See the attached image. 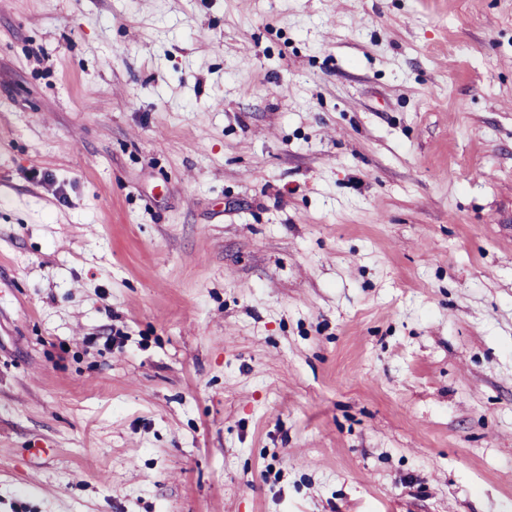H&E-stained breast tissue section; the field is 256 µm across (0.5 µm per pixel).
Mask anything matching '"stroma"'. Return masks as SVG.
Masks as SVG:
<instances>
[{
  "mask_svg": "<svg viewBox=\"0 0 512 512\" xmlns=\"http://www.w3.org/2000/svg\"><path fill=\"white\" fill-rule=\"evenodd\" d=\"M0 512H512V0H0Z\"/></svg>",
  "mask_w": 512,
  "mask_h": 512,
  "instance_id": "35a3bbf8",
  "label": "stroma"
}]
</instances>
